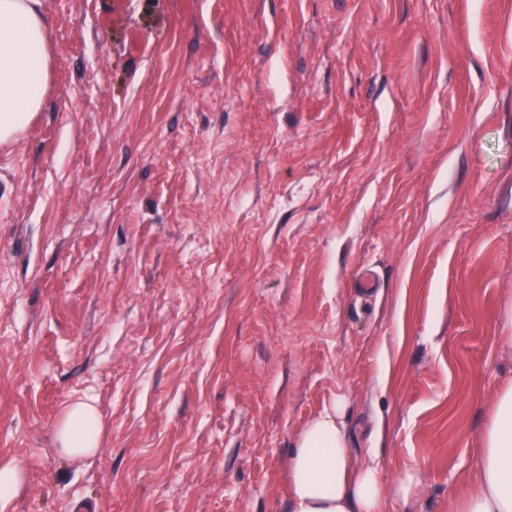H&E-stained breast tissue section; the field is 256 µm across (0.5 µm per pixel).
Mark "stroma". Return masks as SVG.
I'll use <instances>...</instances> for the list:
<instances>
[{"label":"stroma","mask_w":512,"mask_h":512,"mask_svg":"<svg viewBox=\"0 0 512 512\" xmlns=\"http://www.w3.org/2000/svg\"><path fill=\"white\" fill-rule=\"evenodd\" d=\"M42 2L45 102L0 147V512H288L338 398L355 460L454 512L512 383V0ZM56 439L60 450L74 461L95 454L101 445V423L94 404L70 402L57 426ZM23 480L22 469L18 464L0 465V501L13 497Z\"/></svg>","instance_id":"stroma-1"}]
</instances>
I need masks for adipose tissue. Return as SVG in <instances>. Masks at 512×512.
<instances>
[{"instance_id": "adipose-tissue-1", "label": "adipose tissue", "mask_w": 512, "mask_h": 512, "mask_svg": "<svg viewBox=\"0 0 512 512\" xmlns=\"http://www.w3.org/2000/svg\"><path fill=\"white\" fill-rule=\"evenodd\" d=\"M49 82V28L42 0H0V146L14 143L37 112ZM342 401L316 416L288 462L289 512H384L387 498L414 508L422 479L413 469L385 487L372 462H356L343 426ZM72 460L96 453L101 423L89 401L70 402L56 429ZM459 512H512V384L496 397L482 464Z\"/></svg>"}]
</instances>
